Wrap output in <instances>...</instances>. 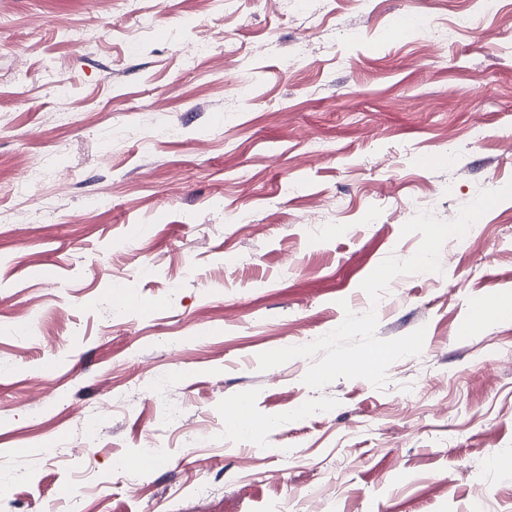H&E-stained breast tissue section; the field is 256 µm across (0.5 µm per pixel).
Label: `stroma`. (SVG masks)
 <instances>
[{"mask_svg": "<svg viewBox=\"0 0 512 512\" xmlns=\"http://www.w3.org/2000/svg\"><path fill=\"white\" fill-rule=\"evenodd\" d=\"M510 182L512 0H0V512H512V199L360 287ZM371 309L426 330L384 387L259 368Z\"/></svg>", "mask_w": 512, "mask_h": 512, "instance_id": "stroma-1", "label": "stroma"}]
</instances>
